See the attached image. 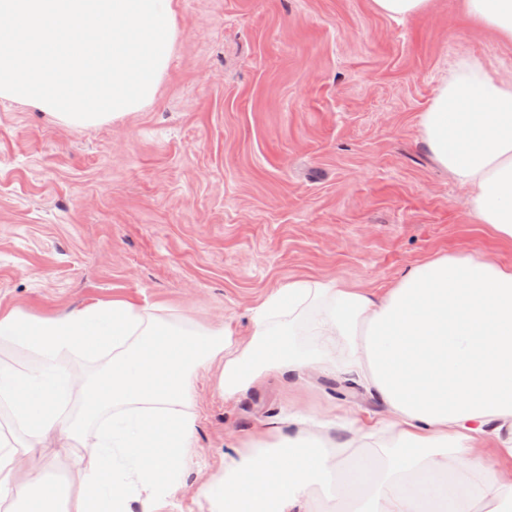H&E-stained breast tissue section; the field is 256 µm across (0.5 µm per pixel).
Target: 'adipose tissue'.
<instances>
[{"mask_svg": "<svg viewBox=\"0 0 512 512\" xmlns=\"http://www.w3.org/2000/svg\"><path fill=\"white\" fill-rule=\"evenodd\" d=\"M478 26L512 43V0H459ZM437 165L467 190L478 224L512 241V79L475 56L456 58L418 117ZM308 335L300 345L296 335ZM0 344L42 358L23 371L0 363V406L21 441L0 432V500L13 512H167L196 455L193 381L213 369L225 401L273 376L313 373L352 382L384 415L329 423L290 411L226 445L223 470L192 498L197 512H512V263L476 251L440 254L376 294L333 279L297 277L252 310L234 339L224 324L197 328L160 304L93 302L36 317L0 308ZM110 354L80 381L57 357ZM83 413L67 422L62 390ZM102 419L95 439L83 430ZM79 449L68 476L48 479L39 448Z\"/></svg>", "mask_w": 512, "mask_h": 512, "instance_id": "obj_1", "label": "adipose tissue"}]
</instances>
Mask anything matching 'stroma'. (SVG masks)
I'll use <instances>...</instances> for the list:
<instances>
[{
  "label": "stroma",
  "mask_w": 512,
  "mask_h": 512,
  "mask_svg": "<svg viewBox=\"0 0 512 512\" xmlns=\"http://www.w3.org/2000/svg\"><path fill=\"white\" fill-rule=\"evenodd\" d=\"M181 36L154 100L92 128L0 99V303L48 316L162 303L235 337L288 279L382 292L461 250L512 263L423 144L418 115L460 54L512 77V45L458 0L395 21L371 0H175ZM194 380L199 453L172 512L224 466V440L298 407L334 425L382 407L336 377H272L239 404Z\"/></svg>",
  "instance_id": "obj_1"
}]
</instances>
